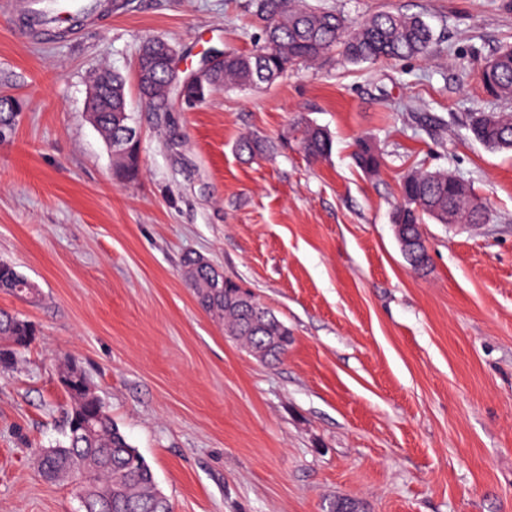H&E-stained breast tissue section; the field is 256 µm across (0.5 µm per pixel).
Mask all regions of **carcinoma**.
<instances>
[{"instance_id":"cac0c4a2","label":"carcinoma","mask_w":512,"mask_h":512,"mask_svg":"<svg viewBox=\"0 0 512 512\" xmlns=\"http://www.w3.org/2000/svg\"><path fill=\"white\" fill-rule=\"evenodd\" d=\"M253 15L262 34L249 53L224 50V61L214 69L208 86L220 88H258L277 79L294 65L314 62L333 53L352 64L383 60L425 57L434 43L431 27L419 16L399 11H380L359 23L334 10L305 6L301 0H251ZM66 12L58 0H46L40 11L42 25L55 24ZM153 72L152 82L139 88L140 99L154 112L167 111L173 77L158 61L139 55ZM496 61L493 74L484 79L488 90L498 97L512 99V52L501 48L490 56ZM100 97L96 119L105 138H117L132 121L128 111L123 78L112 74V88L98 86ZM468 131L472 140L497 151L512 150V113L479 112L470 117ZM289 139L310 158H321L332 151V138L320 126L300 117L291 123ZM239 151L251 157L268 150L258 136L246 137ZM358 168L376 172L382 162L377 148L360 140L353 152ZM140 174V158L128 155L113 161L112 176L128 183ZM401 201L393 212L394 224L408 225L409 233L420 235L419 226L431 219L447 223L448 203L461 210L467 224L490 221L486 204L475 194L466 195L448 189V171H415L400 183ZM183 276L192 288L199 306L222 320L228 335L254 351L271 340L284 336L282 349H269L266 360L277 362L288 351L291 339L288 327L274 314L255 315L251 303L243 299L241 287L229 278L224 287L213 285L212 271L195 257L186 256ZM24 276L7 263H0V290L23 293ZM26 336H35L26 320L0 309V365L19 361L28 347ZM69 380L66 389L69 406L65 412L68 432L65 440L43 448L39 453V471L48 481H63L89 500V512H170L167 498L159 490L154 474L138 449L112 420L104 401L77 363L69 361L60 372Z\"/></svg>"}]
</instances>
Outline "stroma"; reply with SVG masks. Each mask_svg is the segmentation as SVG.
I'll list each match as a JSON object with an SVG mask.
<instances>
[{"label":"stroma","instance_id":"obj_1","mask_svg":"<svg viewBox=\"0 0 512 512\" xmlns=\"http://www.w3.org/2000/svg\"><path fill=\"white\" fill-rule=\"evenodd\" d=\"M360 21L422 16L428 57L301 63L252 90L149 112L134 62L148 37L195 54L247 51L249 0H110L48 40L18 37L33 0L0 11V95L19 98L0 138V261L40 291H0L38 330L0 367V512H78L32 446L66 430L59 370L76 358L151 466L172 512H512V151L471 141L472 113L512 112L479 79L512 45V0H310ZM126 81L139 128L136 182L116 184L87 114L90 76ZM328 131L331 155L288 140L294 118ZM247 134L270 151L239 154ZM382 152L354 163L357 138ZM450 169L489 224L428 223L413 271L391 223L399 184ZM207 259L272 309L294 339L256 360L199 308L182 276ZM353 159L358 168L369 174L375 173L382 162V157L377 148L365 140L357 142Z\"/></svg>","mask_w":512,"mask_h":512}]
</instances>
